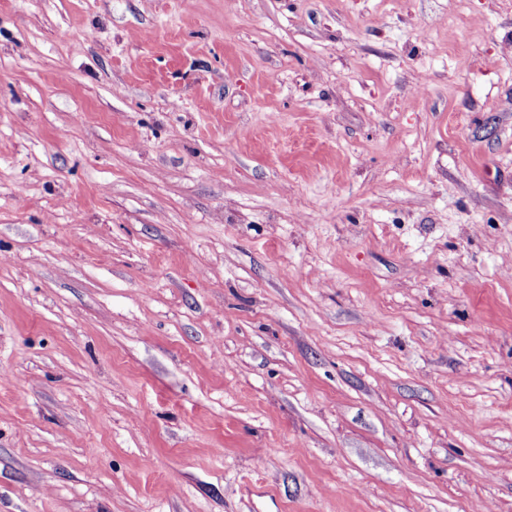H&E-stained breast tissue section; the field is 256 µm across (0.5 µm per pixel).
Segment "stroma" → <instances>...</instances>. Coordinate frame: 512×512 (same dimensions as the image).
<instances>
[{"instance_id":"obj_1","label":"stroma","mask_w":512,"mask_h":512,"mask_svg":"<svg viewBox=\"0 0 512 512\" xmlns=\"http://www.w3.org/2000/svg\"><path fill=\"white\" fill-rule=\"evenodd\" d=\"M0 512H512V0H0Z\"/></svg>"}]
</instances>
